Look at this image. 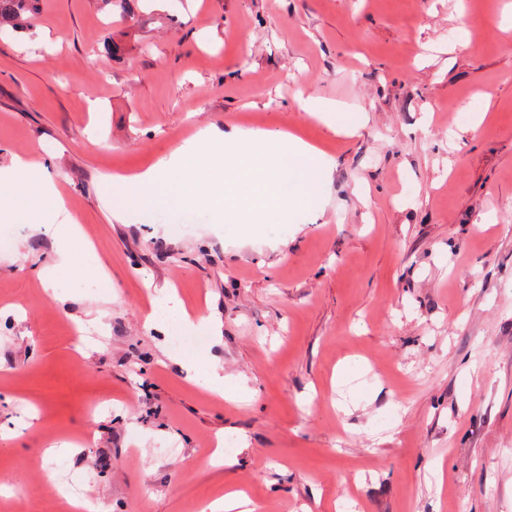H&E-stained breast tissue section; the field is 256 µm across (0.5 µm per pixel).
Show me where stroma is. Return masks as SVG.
I'll return each mask as SVG.
<instances>
[{"instance_id":"stroma-1","label":"stroma","mask_w":512,"mask_h":512,"mask_svg":"<svg viewBox=\"0 0 512 512\" xmlns=\"http://www.w3.org/2000/svg\"><path fill=\"white\" fill-rule=\"evenodd\" d=\"M24 18L0 37V166L48 160L113 286L0 223V500L51 512L56 473L90 512L234 489L255 512H512V0H33ZM303 97L364 121L334 134ZM250 123L335 159L319 210L245 236L180 230L172 206L113 220L104 178ZM169 285L219 341L144 328ZM213 365L250 400L205 392ZM52 440L75 448L44 456Z\"/></svg>"}]
</instances>
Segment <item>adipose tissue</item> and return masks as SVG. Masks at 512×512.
Masks as SVG:
<instances>
[{
    "label": "adipose tissue",
    "instance_id": "ef3b65f1",
    "mask_svg": "<svg viewBox=\"0 0 512 512\" xmlns=\"http://www.w3.org/2000/svg\"><path fill=\"white\" fill-rule=\"evenodd\" d=\"M0 223L27 224L34 230H54L62 263L82 268L87 265L85 253L69 246L70 241L80 235V226L69 215L66 202L43 163L15 154L8 165L0 166ZM170 318L185 328L205 330L215 336L220 333V323L214 313L189 315L181 301L172 294L166 295L153 308L146 323L158 327Z\"/></svg>",
    "mask_w": 512,
    "mask_h": 512
}]
</instances>
